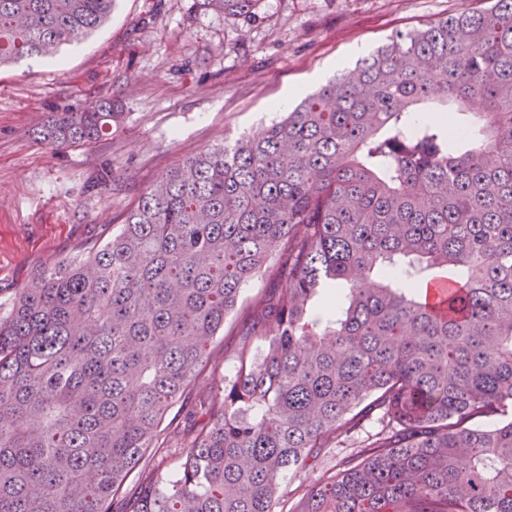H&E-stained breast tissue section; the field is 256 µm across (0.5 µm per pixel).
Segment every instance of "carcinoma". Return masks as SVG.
Masks as SVG:
<instances>
[{
    "instance_id": "carcinoma-1",
    "label": "carcinoma",
    "mask_w": 512,
    "mask_h": 512,
    "mask_svg": "<svg viewBox=\"0 0 512 512\" xmlns=\"http://www.w3.org/2000/svg\"><path fill=\"white\" fill-rule=\"evenodd\" d=\"M262 0H194L247 16ZM115 0H0V67ZM437 97L476 120L420 116ZM51 114L55 148L121 113ZM462 274L448 312L416 287ZM243 308L237 366L199 394ZM344 304L309 313L333 286ZM187 408V425L169 417ZM382 430L305 493L284 484ZM491 419L494 425H474ZM512 512V0L409 31L285 117L178 164L0 310V512ZM380 428V425L376 422H372L367 424L363 430H360L351 441H347L344 446L339 448H334L332 453L326 457L322 463L317 468L318 470L315 473H311L308 479L304 482V486H307L312 483V480L319 474H321L322 470H327L336 465L343 458L354 454L360 445V442H363L367 439L369 435L376 433Z\"/></svg>"
}]
</instances>
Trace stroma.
<instances>
[{"label":"stroma","instance_id":"35a3bbf8","mask_svg":"<svg viewBox=\"0 0 512 512\" xmlns=\"http://www.w3.org/2000/svg\"><path fill=\"white\" fill-rule=\"evenodd\" d=\"M479 0H263L254 16L192 0H117L109 22L42 58L0 70V302L40 272L101 244L140 195L184 159L276 120L268 104L312 93L337 60ZM112 98L122 116L97 142L56 150L36 129L53 112Z\"/></svg>","mask_w":512,"mask_h":512}]
</instances>
